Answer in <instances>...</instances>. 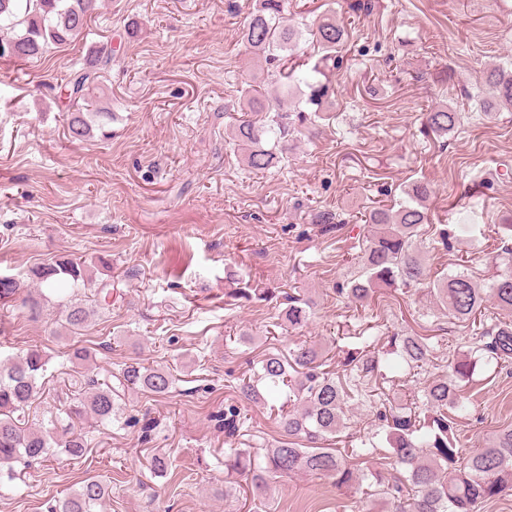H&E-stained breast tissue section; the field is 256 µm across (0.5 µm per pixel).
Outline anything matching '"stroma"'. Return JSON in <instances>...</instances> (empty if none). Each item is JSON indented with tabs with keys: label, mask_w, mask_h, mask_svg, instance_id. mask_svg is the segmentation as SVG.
Returning <instances> with one entry per match:
<instances>
[{
	"label": "stroma",
	"mask_w": 512,
	"mask_h": 512,
	"mask_svg": "<svg viewBox=\"0 0 512 512\" xmlns=\"http://www.w3.org/2000/svg\"><path fill=\"white\" fill-rule=\"evenodd\" d=\"M255 0H103L84 36L49 45L33 61L0 59V277L26 279L60 257L82 259L121 296L92 316L82 334L57 325L53 300L40 316L0 306V359L40 347L49 359L43 389L28 410L50 426L70 400V347L93 353L84 374L105 378L136 361L172 369L175 390L125 397L127 424L85 417L78 460L59 453L18 468L0 485V512H46L50 500L85 478L103 476L112 496L101 512H242L224 498V451L265 447L281 436L268 404L240 398L236 384L268 352L319 345L327 369L341 371L338 348L363 332L378 347L393 334L431 337L426 375L390 372L381 385L405 397L444 374L449 355L467 350L477 324L438 310L426 290L387 288L365 307L339 289L360 269L370 227L364 215L398 199L417 178L433 182L423 242L430 277L467 270L486 284L500 260V226L512 217V109H481L488 68L512 66V0H374L355 15L348 0H285L284 16L312 25L327 10L350 37L334 69L302 45L293 76L329 87L331 107L293 121L279 160L256 171L242 161L229 128L265 62L248 54L243 26ZM112 63L96 90L110 108L108 137H70L61 96L90 49ZM465 108L447 136L423 131L440 104ZM340 216L331 229L326 214ZM453 236L437 243L436 232ZM270 289L269 298H231L230 280ZM301 294L309 324L278 321L284 298ZM470 414L457 423L464 452L512 425V361L477 370L464 389ZM237 408L239 436L224 433ZM169 470L149 471L154 454ZM384 501L338 491L325 479L284 477L253 512H383Z\"/></svg>",
	"instance_id": "35a3bbf8"
}]
</instances>
